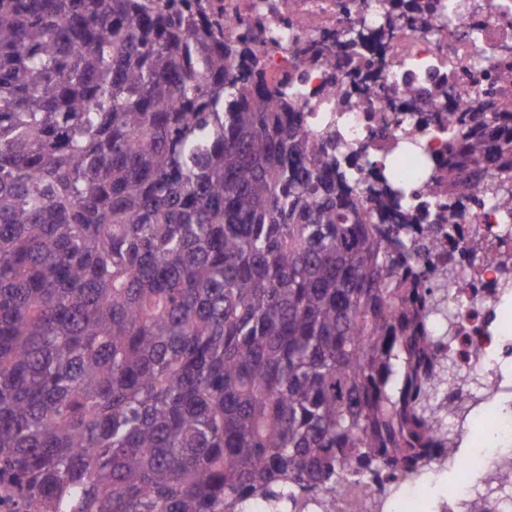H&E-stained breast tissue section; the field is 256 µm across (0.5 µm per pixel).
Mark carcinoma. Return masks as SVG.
I'll use <instances>...</instances> for the list:
<instances>
[{
	"label": "carcinoma",
	"mask_w": 512,
	"mask_h": 512,
	"mask_svg": "<svg viewBox=\"0 0 512 512\" xmlns=\"http://www.w3.org/2000/svg\"><path fill=\"white\" fill-rule=\"evenodd\" d=\"M421 21L420 0H389ZM202 0H0V486L22 512H248L453 446V330L336 128ZM448 202L512 204V112L451 113Z\"/></svg>",
	"instance_id": "1"
}]
</instances>
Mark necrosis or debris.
<instances>
[{
  "instance_id": "1",
  "label": "necrosis or debris",
  "mask_w": 512,
  "mask_h": 512,
  "mask_svg": "<svg viewBox=\"0 0 512 512\" xmlns=\"http://www.w3.org/2000/svg\"><path fill=\"white\" fill-rule=\"evenodd\" d=\"M208 14L238 38L249 32L269 76L288 84L308 123L335 125L344 151L357 153L354 180L371 182L369 161L384 163L407 189L398 200L366 199L373 220L406 224L436 197L442 173L436 160L448 151V123L427 108L438 95L439 112H462L489 88L512 108V0H438L428 17L431 33L393 18L386 0H206ZM367 27L359 52L331 47L311 61L315 38ZM431 264L449 269L450 308L456 334L448 353L459 380L448 384L449 418L457 439L471 437L477 420L489 433L479 452L435 449L418 472L383 482L345 479L335 493L309 495L303 512H512V484L499 473L512 466L502 449L512 442V206L497 200L470 204L454 233L430 222L406 224ZM455 475L446 492L429 497L426 484Z\"/></svg>"
}]
</instances>
